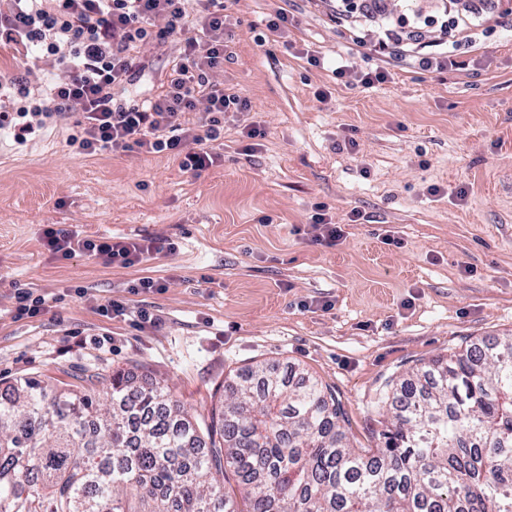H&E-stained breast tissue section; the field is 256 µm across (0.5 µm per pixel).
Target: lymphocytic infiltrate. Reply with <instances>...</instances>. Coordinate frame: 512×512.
<instances>
[{"label":"lymphocytic infiltrate","instance_id":"lymphocytic-infiltrate-1","mask_svg":"<svg viewBox=\"0 0 512 512\" xmlns=\"http://www.w3.org/2000/svg\"><path fill=\"white\" fill-rule=\"evenodd\" d=\"M0 0V49L52 62L50 76L0 71V136L24 144L58 117L75 112L79 131L67 140L73 154H167L201 176L219 160L215 143L233 134L242 155L261 147L264 128L250 120V100L222 72L232 8L225 0ZM329 20L355 35L380 67L355 70L337 60L336 80L371 88L390 77L393 60L425 70L456 67L463 50L497 28H512L501 0H438L403 6L401 0H319ZM167 43L179 53L158 91L142 96L147 47ZM198 120H191V113ZM43 246L57 259L82 253L103 265L131 268L154 254L176 252L169 238H93L46 225Z\"/></svg>","mask_w":512,"mask_h":512}]
</instances>
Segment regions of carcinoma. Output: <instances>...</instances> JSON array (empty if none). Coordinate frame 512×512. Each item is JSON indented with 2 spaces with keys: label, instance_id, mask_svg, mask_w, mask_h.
<instances>
[{
  "label": "carcinoma",
  "instance_id": "cac0c4a2",
  "mask_svg": "<svg viewBox=\"0 0 512 512\" xmlns=\"http://www.w3.org/2000/svg\"><path fill=\"white\" fill-rule=\"evenodd\" d=\"M354 446L335 393L260 364L204 424L115 371L0 389V512H512V335L409 369ZM239 495L226 492L228 475Z\"/></svg>",
  "mask_w": 512,
  "mask_h": 512
}]
</instances>
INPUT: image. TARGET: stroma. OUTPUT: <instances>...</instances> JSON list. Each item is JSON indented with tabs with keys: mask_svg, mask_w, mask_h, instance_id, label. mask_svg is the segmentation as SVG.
Instances as JSON below:
<instances>
[{
	"mask_svg": "<svg viewBox=\"0 0 512 512\" xmlns=\"http://www.w3.org/2000/svg\"><path fill=\"white\" fill-rule=\"evenodd\" d=\"M297 47L335 55L352 35L312 0H240L226 82L266 130L253 156L225 138L201 177L164 154H72L74 117L19 146L0 140V383L40 377L59 389L122 370L165 380L181 410L207 415L229 373L296 364L335 391L357 444L380 431L372 404L417 360L512 333V31L464 54L465 69L403 63L389 82L338 84L282 43L257 46L279 4ZM328 91L318 101V90ZM354 139L356 151L343 149ZM446 191L430 195V185ZM326 204L345 237L303 233ZM363 213L348 223L351 210ZM95 237H169L172 255L112 268L55 259L45 225ZM394 231L400 246L384 244ZM142 277L160 293L133 294ZM46 300L14 317L15 292ZM125 301L159 319L139 326L98 305Z\"/></svg>",
	"mask_w": 512,
	"mask_h": 512,
	"instance_id": "obj_1",
	"label": "stroma"
}]
</instances>
